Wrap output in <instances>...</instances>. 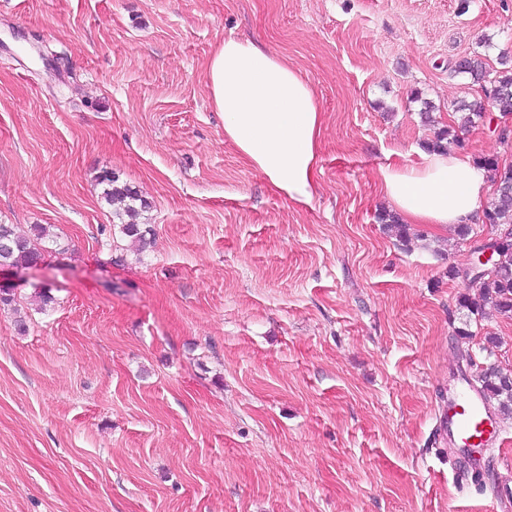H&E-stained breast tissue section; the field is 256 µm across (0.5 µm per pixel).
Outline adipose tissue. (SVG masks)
Instances as JSON below:
<instances>
[{
  "instance_id": "ef3b65f1",
  "label": "adipose tissue",
  "mask_w": 512,
  "mask_h": 512,
  "mask_svg": "<svg viewBox=\"0 0 512 512\" xmlns=\"http://www.w3.org/2000/svg\"><path fill=\"white\" fill-rule=\"evenodd\" d=\"M210 103L224 138L289 200L310 204L323 122L314 88L283 55L227 38L206 70ZM380 189L408 224L474 223L491 192L486 169L459 152H430L420 163L385 167Z\"/></svg>"
}]
</instances>
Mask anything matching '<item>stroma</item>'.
I'll return each instance as SVG.
<instances>
[{
    "mask_svg": "<svg viewBox=\"0 0 512 512\" xmlns=\"http://www.w3.org/2000/svg\"><path fill=\"white\" fill-rule=\"evenodd\" d=\"M227 37L314 88L311 205L225 140L205 73ZM504 52L512 0H0V224L66 248L0 272V512H512V416L469 463L437 427L475 365L512 371V315L455 334L498 231L378 221L379 170L484 99L456 62ZM459 137L512 163L486 121ZM106 173L145 200L147 248Z\"/></svg>",
    "mask_w": 512,
    "mask_h": 512,
    "instance_id": "1",
    "label": "stroma"
}]
</instances>
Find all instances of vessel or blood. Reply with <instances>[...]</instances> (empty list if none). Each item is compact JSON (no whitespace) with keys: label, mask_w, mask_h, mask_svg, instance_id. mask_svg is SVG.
Segmentation results:
<instances>
[{"label":"vessel or blood","mask_w":512,"mask_h":512,"mask_svg":"<svg viewBox=\"0 0 512 512\" xmlns=\"http://www.w3.org/2000/svg\"><path fill=\"white\" fill-rule=\"evenodd\" d=\"M438 423L449 442L458 448L489 446L500 433V426L481 393L471 386L454 392Z\"/></svg>","instance_id":"1"}]
</instances>
